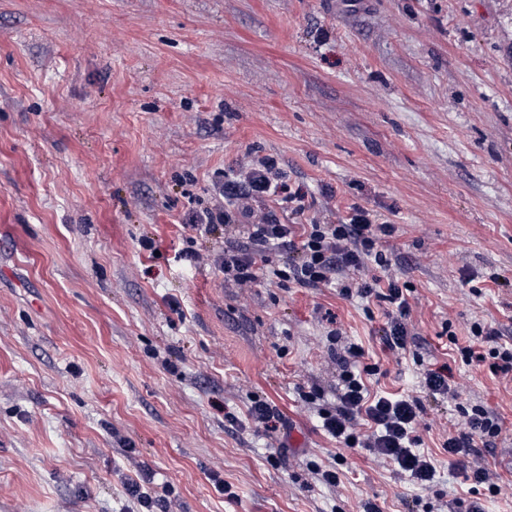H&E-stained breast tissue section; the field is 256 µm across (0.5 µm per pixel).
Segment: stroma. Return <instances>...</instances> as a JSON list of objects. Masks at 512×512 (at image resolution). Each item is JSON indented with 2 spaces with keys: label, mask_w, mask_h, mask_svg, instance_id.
<instances>
[{
  "label": "stroma",
  "mask_w": 512,
  "mask_h": 512,
  "mask_svg": "<svg viewBox=\"0 0 512 512\" xmlns=\"http://www.w3.org/2000/svg\"><path fill=\"white\" fill-rule=\"evenodd\" d=\"M251 150L308 217L396 224L422 361L383 350L381 308L181 260ZM450 316L461 338L512 320V0H0V512H125L142 469L180 512H447L459 403L498 414L512 482V383L455 362ZM334 325L387 369L372 391L449 364L459 400L422 416L436 496L320 427ZM255 396L288 429L246 425ZM336 456L340 485L316 482Z\"/></svg>",
  "instance_id": "stroma-1"
}]
</instances>
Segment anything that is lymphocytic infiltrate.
I'll list each match as a JSON object with an SVG mask.
<instances>
[{
    "label": "lymphocytic infiltrate",
    "instance_id": "f902f5d3",
    "mask_svg": "<svg viewBox=\"0 0 512 512\" xmlns=\"http://www.w3.org/2000/svg\"><path fill=\"white\" fill-rule=\"evenodd\" d=\"M275 199L277 210L253 207L260 196ZM309 204L301 191L291 189L288 175L273 156H251L240 165L234 179L218 185L212 204L192 210L188 228L211 232L224 228L229 238L223 251L201 257L185 248L182 257L191 263L209 260L225 281L238 288L258 282L301 288H333L348 301L377 304L385 321L379 330L385 351L398 356L422 344L412 320L409 301L413 286L401 265L382 247L393 238L396 227L362 206L352 207L347 217L335 224L317 220L303 222ZM378 275H371V268ZM453 320L443 329L456 344L463 364L486 366L495 376L512 378V340L507 325L470 323L471 341L459 345ZM341 329L329 330L328 358L336 367L339 387L336 402L321 408L323 430L347 448H362L377 462L394 468L422 490H432L437 479L435 461L420 452L422 438L418 424L424 412V398L444 401L456 397L447 367L429 369L419 377L418 394H370L368 377L379 375L381 367L364 362L365 351L357 343L339 345ZM463 428L446 437L447 451L457 475L474 486L497 495L505 487L501 474L489 462V455L501 433L498 415L482 405L463 408ZM148 475L125 480L123 492L131 512H171L172 488L149 491Z\"/></svg>",
    "mask_w": 512,
    "mask_h": 512
}]
</instances>
